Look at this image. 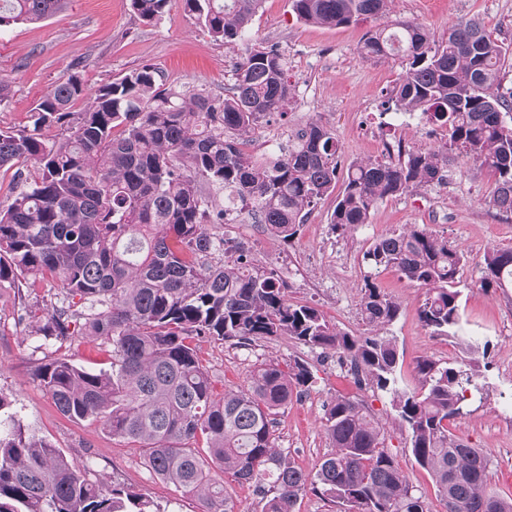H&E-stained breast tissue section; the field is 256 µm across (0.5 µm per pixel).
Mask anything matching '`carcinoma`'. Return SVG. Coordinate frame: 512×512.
I'll return each instance as SVG.
<instances>
[{
    "label": "carcinoma",
    "mask_w": 512,
    "mask_h": 512,
    "mask_svg": "<svg viewBox=\"0 0 512 512\" xmlns=\"http://www.w3.org/2000/svg\"><path fill=\"white\" fill-rule=\"evenodd\" d=\"M169 0H130L145 21ZM262 0H183L215 39L245 41ZM65 0H0V27L37 22ZM388 0H292L309 24L347 26L375 18ZM367 57L398 56L407 66L387 103L419 112L446 130L428 150L398 149L397 159L351 163L343 189L334 132L311 124L285 155L255 156L243 138L285 115L291 98L284 54L251 45L224 96L164 87L145 64L95 90L77 73L53 85L19 129H0V168H16L22 188L0 209V285L51 280L56 302L31 315L33 333L68 349L76 337L112 344V367L89 371L63 354L34 379L58 412L97 422L138 449L159 479L199 502L200 512H242L215 471L252 484L263 512H296L301 496L320 495L341 512H428L385 448V428L361 400L326 406L331 451L312 470L275 444L274 416L315 383L309 364L258 365L245 392L215 394L197 354L203 339L245 344L287 336L350 363L389 395L415 462L426 469L445 512H512L487 489L489 454L449 428L468 401L488 344L461 335L456 278L466 254L426 226L411 224L372 240L364 260L392 268L427 289L418 316L436 337L460 346L453 361L422 357L419 387L402 384L396 339L382 333L400 305L366 276L360 314L366 330L346 332L316 306L288 300L286 283L233 255L215 225L245 209L273 236L292 241L310 208L337 193L330 224L345 232L369 223L377 204L413 185L448 179L454 156L479 163L494 179L489 205L512 214V93L500 92L503 42L473 21L435 40L422 24L396 20L366 32ZM85 101L83 109L74 104ZM224 193L219 208L206 189ZM480 287L512 288V249L484 256ZM0 512H159L146 496L70 461L14 415L0 416Z\"/></svg>",
    "instance_id": "obj_1"
}]
</instances>
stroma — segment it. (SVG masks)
<instances>
[{"instance_id":"1","label":"stroma","mask_w":512,"mask_h":512,"mask_svg":"<svg viewBox=\"0 0 512 512\" xmlns=\"http://www.w3.org/2000/svg\"><path fill=\"white\" fill-rule=\"evenodd\" d=\"M388 17L421 22L438 39L447 36L451 26L468 20L500 33L509 48L502 89L512 91V0H393ZM377 25L371 18L345 27H321L301 21L291 0H263L249 37L251 42L276 46L285 55L293 99L287 117L273 118L258 128L247 138L245 151L257 156L287 152L296 133L312 123L334 131L345 165L383 158L387 146L399 142L421 150L442 144L443 133L426 123L421 113L384 109V95L400 80L405 64L397 57L361 55L364 34ZM244 53V45H227L211 37L185 12L182 0H169L163 15L151 23L132 11L129 0H67L64 10L49 19L0 29V78L11 85L8 102L0 106V129L25 125L30 109L48 87L75 70L94 88L152 64L162 70L166 86L204 88L221 95L234 83L235 67ZM493 189L494 181L485 170L462 161L445 183L413 186L379 202L369 224L342 234L330 226L336 204L332 195L317 202L290 242L270 235L254 214H240L221 230L289 283L291 301L317 306L349 332L365 329L359 309L361 288L365 276L373 275L401 306L388 332L397 339L403 354L402 378L411 389L419 385L418 358L451 361L461 351L422 326L418 309L425 288L391 269L372 272L363 253L374 238L410 224L426 225L464 249L468 261L457 275L462 333L489 346L481 380L490 396L469 403L450 428L490 454L488 487L512 499V288L485 291L479 286L485 253L512 249V214L489 208ZM54 293L49 281L21 289L0 286V395L10 401L11 412L69 459L89 465L107 481L145 494L161 512H198L197 501L150 472L133 445L108 437L97 423L63 417L34 380V370L53 356L56 346L31 334L21 317L25 307L47 304ZM198 356L219 394L247 390L253 370L266 360L283 367L297 357L308 361L315 382L276 415L278 447L311 469L331 450L323 426L326 404L339 395L362 400L384 424L386 447L423 493L430 512H443L430 475L415 462L407 435L394 418L389 397L358 384L337 358H320L286 337L246 346L208 340L200 343Z\"/></svg>"}]
</instances>
